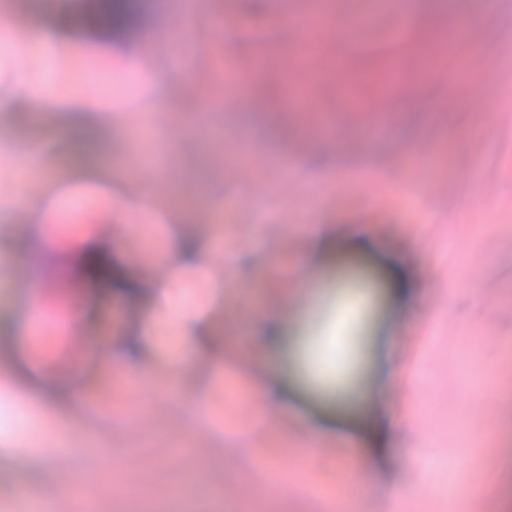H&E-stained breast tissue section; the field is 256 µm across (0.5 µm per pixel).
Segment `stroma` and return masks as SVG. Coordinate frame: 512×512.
I'll list each match as a JSON object with an SVG mask.
<instances>
[{
	"mask_svg": "<svg viewBox=\"0 0 512 512\" xmlns=\"http://www.w3.org/2000/svg\"><path fill=\"white\" fill-rule=\"evenodd\" d=\"M145 2L140 26L124 39L139 78L94 38L75 40L100 24L91 0L67 6L56 22L57 89L85 87L92 74L111 83L99 99L109 115L94 159L62 136L67 114L58 101L38 114L24 103L25 88L43 76L35 42L46 32L44 3L8 5L6 20L27 49L0 64V94L17 98L0 111V148L14 157L36 148L39 165L25 178L14 165L0 177V448L24 440L12 419L31 414L17 394L42 368L80 394L60 395L51 408L67 443L111 449L112 469L88 473L86 455L28 470L0 461V501L14 512L38 498L51 512H72L80 500L102 512H238L244 500L251 512H336L320 496L326 487L347 512H391L395 495L416 501L418 512H485L496 498L512 512V0H496L497 23L482 26L480 50L458 58L464 72L487 64L482 92L462 99L435 76L448 61L447 30H432L429 46L409 54L388 13L360 45L337 37L334 53L349 63L345 87L291 73L231 94L223 63L256 55L283 71L293 57L301 33L279 18V0H227L233 19L216 27L206 7L176 45L168 21L183 0ZM399 65L415 74L406 98L393 81ZM159 72L169 75L161 86L150 79ZM162 98L170 108L161 127H142ZM450 99L454 108H445ZM352 100L391 107L392 130L337 135L331 117ZM492 115L497 133L489 137L482 124ZM309 122L337 135L334 149L305 134ZM443 184L454 202L430 193ZM144 192L151 217L117 208L115 195ZM72 195L81 209L65 213L50 237L72 248L118 243L114 272L60 281L43 300L55 321L39 332L23 324L29 225ZM141 224L164 245L176 233L213 244L207 276L174 277L147 253ZM311 224L334 225L336 247L301 315L288 293L305 277L297 261L312 250ZM354 224L370 225L374 247H350L345 232ZM397 256L420 284V312L393 297ZM120 278L147 288L124 294ZM154 283L190 297L205 319L202 336L159 318ZM271 315L292 321L276 352L260 324ZM137 331L146 346L132 365L123 346ZM419 336L412 385L390 394L404 419L394 458L359 487L344 436L369 435L382 354L405 361ZM241 369L274 371L300 413L335 421L317 442L325 456L298 461L301 430L258 413ZM126 476L147 483L146 492L129 496Z\"/></svg>",
	"mask_w": 512,
	"mask_h": 512,
	"instance_id": "obj_1",
	"label": "stroma"
}]
</instances>
